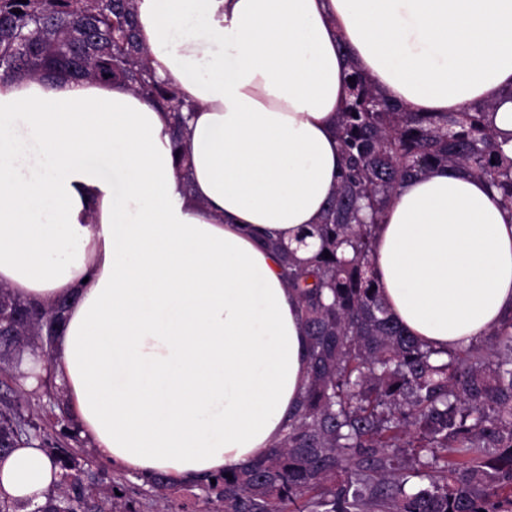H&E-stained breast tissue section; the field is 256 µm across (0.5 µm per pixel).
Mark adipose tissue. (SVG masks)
<instances>
[{
    "instance_id": "ef3b65f1",
    "label": "adipose tissue",
    "mask_w": 512,
    "mask_h": 512,
    "mask_svg": "<svg viewBox=\"0 0 512 512\" xmlns=\"http://www.w3.org/2000/svg\"><path fill=\"white\" fill-rule=\"evenodd\" d=\"M157 76L192 107L180 173L169 112L128 85L0 83V287L72 303L44 369L96 456L189 484L255 459L304 389L308 338L265 237L310 256L361 72L414 112L490 107L512 158V0H136ZM392 317L438 350L512 314V209L463 169L407 179L372 257ZM43 448L0 458V496L43 503Z\"/></svg>"
}]
</instances>
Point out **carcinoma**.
<instances>
[{
	"label": "carcinoma",
	"instance_id": "carcinoma-1",
	"mask_svg": "<svg viewBox=\"0 0 512 512\" xmlns=\"http://www.w3.org/2000/svg\"><path fill=\"white\" fill-rule=\"evenodd\" d=\"M136 0H0V82L41 74L123 82L171 114L187 171L186 104L159 80L138 33ZM21 13H15V10ZM338 124L336 196L310 235L313 257L288 249L283 277L309 338L308 381L288 430L265 454L195 482L224 512H512V317L483 340L437 351L392 316L372 267L374 231L400 183L436 166L464 167L512 207V159L489 109L411 112L354 71ZM330 257H325V254ZM60 326L66 307L11 299ZM41 336L0 355L22 360ZM0 436L40 444L62 470L38 512H136L123 483L98 487L78 450L31 426L21 397L0 396ZM160 499L172 488L145 481Z\"/></svg>",
	"mask_w": 512,
	"mask_h": 512
}]
</instances>
